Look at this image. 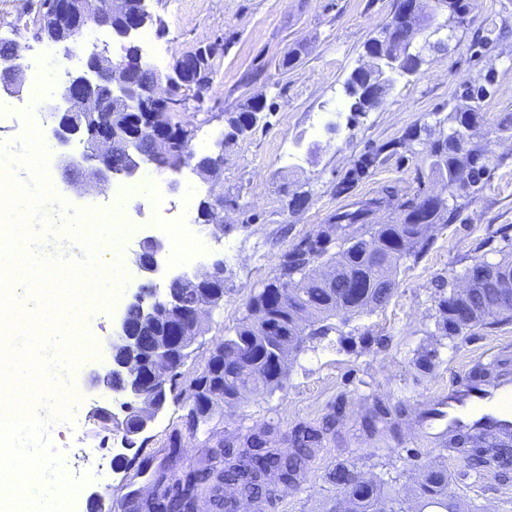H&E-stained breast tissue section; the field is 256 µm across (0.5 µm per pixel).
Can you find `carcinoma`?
Returning <instances> with one entry per match:
<instances>
[{"instance_id": "carcinoma-1", "label": "carcinoma", "mask_w": 512, "mask_h": 512, "mask_svg": "<svg viewBox=\"0 0 512 512\" xmlns=\"http://www.w3.org/2000/svg\"><path fill=\"white\" fill-rule=\"evenodd\" d=\"M437 7L447 14L450 24H460L467 12V0H437ZM488 89L484 85L469 86L461 95V102L453 104L442 122L451 130L469 128L478 123L480 113L472 102L484 98ZM107 101L102 112L103 121L115 122L123 127L128 114L112 104L108 88L101 89ZM228 131L224 144L250 131L254 126L252 113L245 110L227 119ZM466 151H461L456 139L443 136L430 143L431 169L444 181L452 197L474 193L480 188L482 176L489 168L486 146L465 136ZM391 144L361 154L347 176L336 185V193L348 191L352 184L366 176L380 162V154ZM397 206L404 218L399 224H370L369 216L381 208ZM421 210L419 200L399 201V189L387 186L380 195L363 201L352 211L331 216L335 225L357 226L356 234L373 242L376 255H365L354 244L343 246L331 257H326V244L308 238L302 239L286 252L279 265L275 280L251 295L247 315L227 336L215 344L205 369L189 384L194 390L193 422L207 423L215 408L237 402L244 394L259 390L272 391L280 387L287 376L284 351L300 348L306 340L325 336L332 329L330 320L338 313H360L385 306L393 295L396 266L392 258H419L429 244V224L416 220ZM512 239L503 249L507 256L496 263L475 262L465 270L471 280L466 306L468 314L460 316L455 308L456 299L452 282L438 284L436 297V328L440 335L455 337L478 326L489 324L504 314H512V289L508 296L499 295L489 287L492 281L512 280ZM328 259L341 268V276L360 285L356 292L329 287L319 282L313 267ZM299 280L302 287L288 291V297L278 295L287 281ZM184 301L191 306L204 304L218 307L224 302V280L216 279L201 288H181ZM186 357L179 342L170 345V357L150 359L145 356L144 368L157 370L158 384H166L171 392L181 375L180 366ZM400 406L388 408L378 405L366 418L369 431L377 423L396 427L403 416ZM336 419L331 417L319 425L299 422L286 435L289 450L278 446L275 429L264 426L245 435H238L225 443L207 447L192 467L181 472H168L165 468L150 470V461L142 462L138 475L148 476L163 490L155 502L139 500V493L127 495L129 512H192L195 499L206 494L212 497L218 512H236L234 502L224 498V486L233 485L242 493L263 503L275 496L276 489L265 479L275 472L291 486L304 478L308 462L323 448L331 435ZM458 449L471 460L488 469L506 470L512 467V445L487 447L472 443L468 435L456 438ZM339 496L346 500L347 512H460L458 502L449 492L448 468L433 465L421 471L415 481L412 503L406 504L399 493L384 487V482L369 478L353 463H338L329 473Z\"/></svg>"}]
</instances>
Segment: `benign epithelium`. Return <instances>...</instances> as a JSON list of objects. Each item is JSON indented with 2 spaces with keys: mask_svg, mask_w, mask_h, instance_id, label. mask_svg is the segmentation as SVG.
Returning <instances> with one entry per match:
<instances>
[{
  "mask_svg": "<svg viewBox=\"0 0 512 512\" xmlns=\"http://www.w3.org/2000/svg\"><path fill=\"white\" fill-rule=\"evenodd\" d=\"M400 10L406 16L408 31L393 41L399 50L418 56L425 47L416 44L417 37L434 22V12L420 7V0H400ZM154 22L149 0H52L50 20H38L37 41L63 47L65 54H71V46L86 39L89 32L106 30L109 35L137 45L138 35ZM8 55L0 57V97L19 98L27 81V67L20 62L19 44L9 40ZM216 52L215 44L201 42L192 54L174 56L166 72L173 73L167 83H162L161 72L143 80L132 77L133 72H142L139 62L132 58L115 60L108 55L107 47L93 43V50L75 70L68 73L64 91L51 94L43 108L59 118L54 138L66 144L70 137L82 135L83 150L78 156L64 155V171L69 182L84 186L85 191L107 187L115 179H134L146 165L175 150L178 140L171 136V128L163 119V113L172 106H185L195 98L194 89L201 75L206 71ZM397 58L385 52L367 56V62L357 67L354 73L366 75L381 83H390V74L399 72ZM106 86L111 90L112 99L125 106V111L134 113L135 131L127 136L115 126L107 125L100 117V106L95 91ZM219 152L203 172V177L216 188L218 175L223 166L224 142H216ZM163 243L148 236L143 239L136 253L135 263L146 278H153L162 266ZM224 276V260H214L210 267L194 274H182L171 279L185 288H196L206 281ZM321 280L339 282L349 288L353 282L338 276L337 267L330 263L318 271ZM129 305L139 309L138 322L132 323L127 314L118 320V328L109 344V360L99 369L88 373V382L95 388L114 389L112 381L121 378L124 385L119 392L128 401L122 408L125 416L118 419L107 407L95 409L90 418L94 423L107 429L117 427L122 433L121 443L131 448L150 429L157 416L167 405V395L154 387L155 380L147 379L142 373L141 352L143 345H153V354L168 355L170 337L148 336L146 332L157 329L158 322L166 315H174L180 327L173 335L186 339L200 327L210 309L206 306L184 307L179 299L166 288L157 287L147 293L140 285L131 295Z\"/></svg>",
  "mask_w": 512,
  "mask_h": 512,
  "instance_id": "1",
  "label": "benign epithelium"
}]
</instances>
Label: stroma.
Returning a JSON list of instances; mask_svg holds the SVG:
<instances>
[{
  "label": "stroma",
  "instance_id": "stroma-1",
  "mask_svg": "<svg viewBox=\"0 0 512 512\" xmlns=\"http://www.w3.org/2000/svg\"><path fill=\"white\" fill-rule=\"evenodd\" d=\"M398 6L399 0H153L161 23L145 33L170 53L201 41L224 42L201 100L177 112L176 121L191 124L196 134L220 137L228 113L242 111L256 94L266 99L252 130L224 149L221 228L191 224L192 260L167 261L176 275L203 269L218 258L224 261V303L190 347L180 367L183 378L197 375L215 342L233 335L250 295L277 276L284 253L324 230L332 215L354 209L388 185L399 187L409 200L443 191L430 170L425 143L395 152L386 145L414 125L445 117L469 83L489 86L475 137L485 143L492 163L482 190L455 200V218L435 226L421 257L398 262L396 289L385 306L333 318L328 335L307 340L289 356L281 387L220 407L197 431L185 426L187 404L169 398L138 449L123 448L119 434L94 430L91 411L119 408L123 398L91 389L86 380L91 369L107 360L117 321L142 279L135 263L126 264L124 288L111 308L91 318L94 352L71 373L73 420L60 424L50 438V450L62 456L66 473L83 482L69 512H89L91 494L120 496L130 482L151 493L153 482L135 477L132 458L182 470L225 436L267 424L283 434L298 422L317 424L330 415L336 418L334 432L311 460L305 479L251 506L250 512H325L337 494L328 473L339 462L356 463L363 472L394 481L403 493L423 467L440 462L448 467L451 494L467 512H512V477L472 466L461 451L427 447L418 423L425 405L473 372L476 359L494 353L512 360V318L450 339L435 329L439 281L463 278L475 260L498 262L503 235L512 236V130L498 128L512 115V0H469L464 24L455 28L447 48L429 51L417 74L396 77L379 107L354 115L346 82L364 61L368 39ZM39 10L40 0H0V35L19 32L22 45L38 50ZM287 57L294 63L286 68L282 62ZM376 148L382 151L379 165L337 193L353 160ZM153 174L156 184L166 188L168 203L187 200L195 206L205 198L208 184L191 169L157 168ZM298 195L308 201L291 210L288 203ZM425 349L435 353L426 373L416 365ZM379 402L402 406L405 414L394 430L372 434L364 418ZM176 431L182 434V448L173 457L167 444ZM102 456L109 458L110 468H99Z\"/></svg>",
  "mask_w": 512,
  "mask_h": 512
}]
</instances>
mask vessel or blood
Segmentation results:
<instances>
[{"label":"vessel or blood","mask_w":512,"mask_h":512,"mask_svg":"<svg viewBox=\"0 0 512 512\" xmlns=\"http://www.w3.org/2000/svg\"><path fill=\"white\" fill-rule=\"evenodd\" d=\"M429 447L451 445L459 434L512 440V371L482 378L474 375L448 388L421 415Z\"/></svg>","instance_id":"obj_1"}]
</instances>
